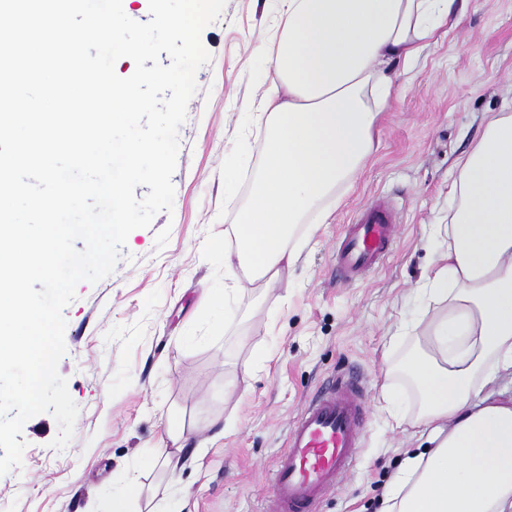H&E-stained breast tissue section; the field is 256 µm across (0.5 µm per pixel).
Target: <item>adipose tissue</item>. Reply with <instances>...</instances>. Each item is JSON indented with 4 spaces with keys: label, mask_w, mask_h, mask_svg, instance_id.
<instances>
[{
    "label": "adipose tissue",
    "mask_w": 512,
    "mask_h": 512,
    "mask_svg": "<svg viewBox=\"0 0 512 512\" xmlns=\"http://www.w3.org/2000/svg\"><path fill=\"white\" fill-rule=\"evenodd\" d=\"M279 34L263 53L259 104L268 135L238 223L236 264L203 303L225 310L247 280L270 288L300 261L295 230L329 223L390 107L395 64L458 23L455 0H279ZM453 188L450 245L425 276L440 305L407 360L424 401L415 447L377 512H512V397L486 395L487 367L512 370V114L489 118Z\"/></svg>",
    "instance_id": "obj_1"
}]
</instances>
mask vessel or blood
<instances>
[{"label":"vessel or blood","mask_w":512,"mask_h":512,"mask_svg":"<svg viewBox=\"0 0 512 512\" xmlns=\"http://www.w3.org/2000/svg\"><path fill=\"white\" fill-rule=\"evenodd\" d=\"M397 234L392 209L364 205L346 225L336 251L340 277L354 281L377 269ZM367 409L364 386L343 373L310 398L288 434V448L273 469V512H318L317 505L349 471L362 446Z\"/></svg>","instance_id":"b4317fda"}]
</instances>
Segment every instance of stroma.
Returning a JSON list of instances; mask_svg holds the SVG:
<instances>
[{"label": "stroma", "instance_id": "obj_1", "mask_svg": "<svg viewBox=\"0 0 512 512\" xmlns=\"http://www.w3.org/2000/svg\"><path fill=\"white\" fill-rule=\"evenodd\" d=\"M275 0H227L201 34L212 54L179 131L172 212L133 230L115 271L80 283L64 316L58 370L79 408L64 450L58 424L28 420L22 465L0 476V512H88L133 480V512H267L268 482L305 403L357 372L368 407L363 445L320 512H373L412 447L421 396L402 369L435 305L417 290L448 247L431 235L460 203L457 161L495 112L512 113V0H459V22L397 67L393 104L331 223L320 225L289 281L258 293L240 282L233 317L199 302L224 285V258L204 243L236 223L261 170L267 135L257 106L267 83L262 44L277 31ZM394 210L399 236L364 280L344 283L335 254L343 225L367 202ZM404 417L395 425L392 416ZM182 421L180 442L168 435Z\"/></svg>", "mask_w": 512, "mask_h": 512}]
</instances>
